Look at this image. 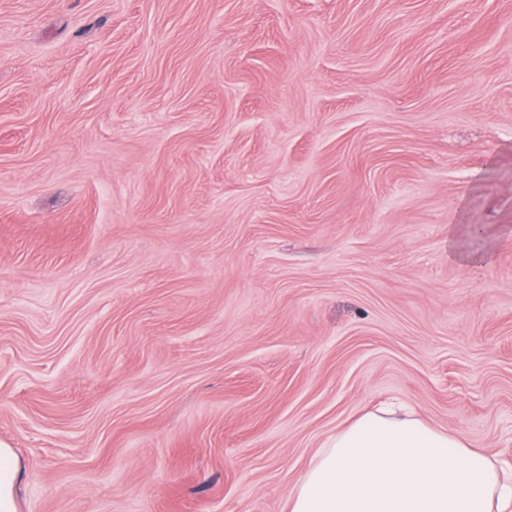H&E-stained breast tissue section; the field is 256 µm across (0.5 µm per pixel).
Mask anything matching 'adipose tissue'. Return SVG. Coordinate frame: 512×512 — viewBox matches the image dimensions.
Listing matches in <instances>:
<instances>
[{"label": "adipose tissue", "mask_w": 512, "mask_h": 512, "mask_svg": "<svg viewBox=\"0 0 512 512\" xmlns=\"http://www.w3.org/2000/svg\"><path fill=\"white\" fill-rule=\"evenodd\" d=\"M22 463L0 443V512H20ZM290 512H512L499 460L402 408L337 430L289 497Z\"/></svg>", "instance_id": "1"}]
</instances>
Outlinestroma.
Masks as SVG:
<instances>
[{
	"instance_id": "35a3bbf8",
	"label": "stroma",
	"mask_w": 512,
	"mask_h": 512,
	"mask_svg": "<svg viewBox=\"0 0 512 512\" xmlns=\"http://www.w3.org/2000/svg\"><path fill=\"white\" fill-rule=\"evenodd\" d=\"M387 401L512 463V0H0L20 512H289ZM465 226L453 225L448 231V242L453 248L456 256L464 263L470 266H480L490 258L488 252L472 250L468 248L467 241L471 239V234L481 232L477 224H463Z\"/></svg>"
}]
</instances>
